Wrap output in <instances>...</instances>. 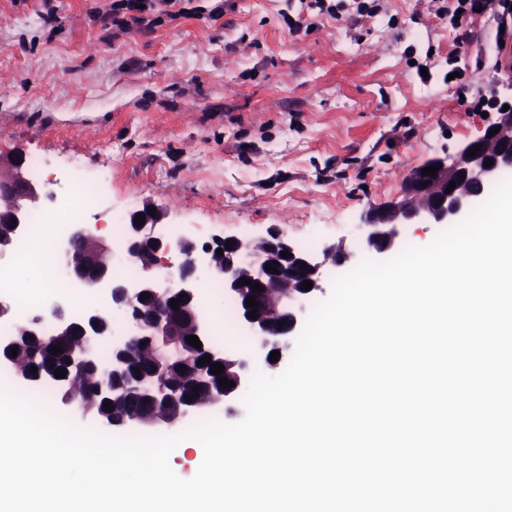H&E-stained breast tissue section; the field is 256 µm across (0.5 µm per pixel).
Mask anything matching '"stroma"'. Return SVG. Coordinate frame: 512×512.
<instances>
[{"label":"stroma","instance_id":"obj_1","mask_svg":"<svg viewBox=\"0 0 512 512\" xmlns=\"http://www.w3.org/2000/svg\"><path fill=\"white\" fill-rule=\"evenodd\" d=\"M112 0H0V157L40 159L44 196L99 185L85 223L145 201L204 240L244 245L269 226L317 248L357 244L360 218L402 198L409 170L452 153L487 119L460 84L512 102L494 71L496 22L455 47L431 0H378L374 17H317L290 34L295 0H181L184 17L119 34ZM467 70L449 79L448 54Z\"/></svg>","mask_w":512,"mask_h":512}]
</instances>
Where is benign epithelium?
<instances>
[{
  "label": "benign epithelium",
  "mask_w": 512,
  "mask_h": 512,
  "mask_svg": "<svg viewBox=\"0 0 512 512\" xmlns=\"http://www.w3.org/2000/svg\"><path fill=\"white\" fill-rule=\"evenodd\" d=\"M499 132L488 137L489 131ZM481 146L474 156L469 149ZM491 166H484L486 160ZM441 165L434 175H422V169ZM512 169V104L506 112L498 111L475 138L460 144L451 155H436L414 167L408 174L403 199L374 208L365 215L360 247L383 258L400 248L401 232L411 224H452L465 213L486 187L496 181L499 174ZM456 182L453 191H447L450 182ZM41 188L30 179L24 168L23 158H0V226H7V234L0 233V255L13 249L12 238L21 234L27 224L31 208L38 206ZM155 213H150V209ZM145 215L144 224L136 225L138 214ZM164 213L161 208L147 202L142 208L129 214L121 244L124 259L141 269L140 277L120 279L112 274V262L102 257L112 254V244L99 234L97 224H75L61 251L68 277L94 292L108 289L107 306L90 309L76 319L69 310L55 306L48 312L27 316L0 303V319L16 317L23 322V333L18 336L0 337V363L14 360L12 347L22 353L33 342L47 345L44 336L54 337L50 344L59 346L63 341L72 342L54 362L26 375L31 382H39L43 376L57 380L64 387L63 400L82 405L70 389L72 378L89 370L100 374L98 390L102 401L122 399L133 403L137 410L129 413H112L108 424L116 426L158 424L174 425L180 419L200 410L198 398L188 400L190 393L174 387L169 381V371L174 358L187 349H195L186 337L195 335L205 342L207 325L201 308L202 283L198 269L205 266L212 278L224 282V294L238 305V321L253 340L251 352L241 355L226 351H207L211 361L225 367L224 377L234 382L231 388L205 382L208 387V405L224 404L227 412L233 411L239 392L248 385L253 362H262L268 370H277L287 358L289 340L300 335L302 322L299 312L313 295L323 291L328 267H339L354 255V249L344 245H332L316 253L292 242L282 230L273 225L266 235L246 247L234 235L214 234L202 243L185 237L172 240L162 228ZM233 242L226 248V242ZM223 255H217V250ZM290 256L282 257L281 252ZM174 253L177 262L159 271L165 255ZM276 264V272L270 273L266 265ZM246 278L263 287L253 292L252 286L240 284ZM313 286L302 288L303 281ZM147 294L153 305L149 318L140 312V296ZM256 296L257 318L251 319L246 306L249 296ZM181 299L179 307H171L170 301ZM117 307L123 311L135 330L130 338L112 341V326L107 310ZM147 337L151 341V356L140 375L132 378L127 374L129 354L133 340ZM107 344L112 349V365L99 370L95 361L96 348ZM280 352L271 361L272 351ZM66 369V375L55 378L54 371Z\"/></svg>",
  "instance_id": "1"
}]
</instances>
